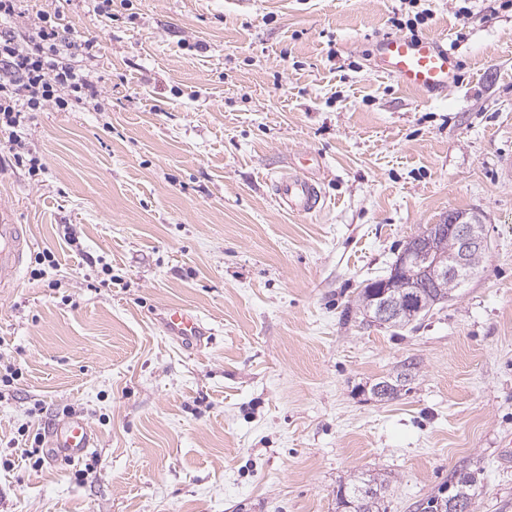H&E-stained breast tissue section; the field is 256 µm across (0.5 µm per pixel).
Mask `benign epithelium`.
I'll return each mask as SVG.
<instances>
[{"mask_svg":"<svg viewBox=\"0 0 512 512\" xmlns=\"http://www.w3.org/2000/svg\"><path fill=\"white\" fill-rule=\"evenodd\" d=\"M447 236L456 240V250L450 257L440 248ZM487 250L485 224L475 212H451L440 222L427 225L406 243L395 271L376 287L371 320L380 325L396 324L408 312L413 292L421 288H430L439 297L446 295L448 281L473 274L471 254Z\"/></svg>","mask_w":512,"mask_h":512,"instance_id":"obj_1","label":"benign epithelium"}]
</instances>
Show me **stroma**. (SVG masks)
<instances>
[{
	"label": "stroma",
	"instance_id": "35a3bbf8",
	"mask_svg": "<svg viewBox=\"0 0 512 512\" xmlns=\"http://www.w3.org/2000/svg\"><path fill=\"white\" fill-rule=\"evenodd\" d=\"M459 85L375 71L402 0H29L97 42L96 106L28 126L44 170L0 166L31 241L0 288V512H337L354 472L416 512L454 470L471 512H512V9L419 0ZM324 209L283 211L298 151ZM485 217L478 272L404 327L355 299L451 211ZM54 266L33 276L36 253ZM213 336L189 345L167 305ZM400 396L372 385L405 359ZM94 470L26 452L71 414ZM161 324L168 336L187 339H201L209 336L210 329H206L201 318L179 305H170L164 308Z\"/></svg>",
	"mask_w": 512,
	"mask_h": 512
}]
</instances>
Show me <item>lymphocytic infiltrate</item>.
Masks as SVG:
<instances>
[{"instance_id": "1", "label": "lymphocytic infiltrate", "mask_w": 512, "mask_h": 512, "mask_svg": "<svg viewBox=\"0 0 512 512\" xmlns=\"http://www.w3.org/2000/svg\"><path fill=\"white\" fill-rule=\"evenodd\" d=\"M27 2L0 0V22L19 19L25 27L20 37L0 34V148L35 176L43 165L24 136L33 113L50 104L64 112L95 101L99 78L94 41L70 33L50 16H30ZM77 57L82 65H74Z\"/></svg>"}]
</instances>
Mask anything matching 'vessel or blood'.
<instances>
[{"label":"vessel or blood","mask_w":512,"mask_h":512,"mask_svg":"<svg viewBox=\"0 0 512 512\" xmlns=\"http://www.w3.org/2000/svg\"><path fill=\"white\" fill-rule=\"evenodd\" d=\"M375 68L395 78L401 85L418 90L448 91L457 83V74L446 47L428 37L389 36L377 46ZM318 158L309 153L298 156L295 173L272 183L274 198L284 211L308 214L322 207L325 195L313 172ZM30 241L22 225L16 224L10 209L0 207V286L14 285ZM164 331L182 339L207 336L201 318L179 305L167 306L161 318ZM48 459L69 463L83 461L97 441L90 424L76 415L54 424L45 435Z\"/></svg>","instance_id":"obj_1"}]
</instances>
